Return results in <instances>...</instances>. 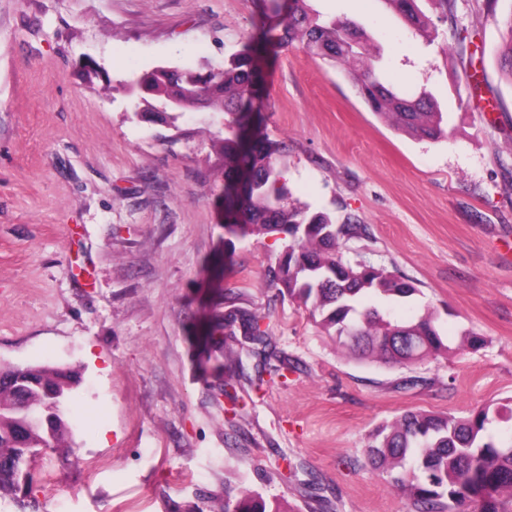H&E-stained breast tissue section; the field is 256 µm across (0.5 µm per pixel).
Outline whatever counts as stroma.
<instances>
[{"mask_svg": "<svg viewBox=\"0 0 512 512\" xmlns=\"http://www.w3.org/2000/svg\"><path fill=\"white\" fill-rule=\"evenodd\" d=\"M264 0H0V364H56L81 381L71 451L47 450L28 508L220 512L248 489L282 512H408L364 438L408 411L512 408V83L500 20L457 0L421 34L385 0H310L380 48L399 91L427 92L446 138L419 139L365 106L343 69L302 44L261 60L266 132L282 142L288 206L354 217L350 263L383 267L432 311L447 352L408 367L343 353L267 273L279 235L224 229V116L158 119L127 84L164 67H219ZM472 42L459 51L457 30ZM261 316L268 344L228 325ZM205 332L221 342L198 341ZM486 338L461 348L467 333ZM232 350V388L210 370ZM288 358L260 376L265 357Z\"/></svg>", "mask_w": 512, "mask_h": 512, "instance_id": "stroma-1", "label": "stroma"}]
</instances>
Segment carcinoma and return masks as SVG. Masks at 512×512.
Segmentation results:
<instances>
[{
  "label": "carcinoma",
  "mask_w": 512,
  "mask_h": 512,
  "mask_svg": "<svg viewBox=\"0 0 512 512\" xmlns=\"http://www.w3.org/2000/svg\"><path fill=\"white\" fill-rule=\"evenodd\" d=\"M386 2L415 30L425 33L431 26L415 0ZM285 5V22L258 27L219 73L211 67L156 69L147 74L148 85L179 98L186 108L202 98L226 116L227 135L220 146L224 228L241 237L283 235L285 245L268 273L271 284L309 306L310 315L320 317L319 325L353 355L402 366L421 362L444 348L430 316L403 322L391 319L381 306L360 311L368 294L407 298L417 292L412 281L384 267L343 260L341 242L363 235L365 225L349 216L337 224L326 213L285 205L284 176L276 164L281 145L260 131L261 121L254 116L259 53L268 45L303 44L328 66L346 69L370 111L421 138L445 137L441 113L422 96H400L388 88L378 54L355 36L350 23L320 19L306 0H286ZM502 39L503 69L512 82V12L503 20ZM242 327L252 342L267 343L259 316L242 319ZM20 372L0 366V459L12 464L11 473L0 476V491L14 493L29 489L36 451L64 445L70 435L65 406L75 392L63 387L67 368L38 366L36 384L23 391L8 381ZM499 416L489 405L466 417L408 412L375 428L366 452L388 486L407 497L410 512H512V431L498 435L491 430ZM224 512L281 509H269L261 497L244 492L234 500L224 497Z\"/></svg>",
  "instance_id": "1"
}]
</instances>
